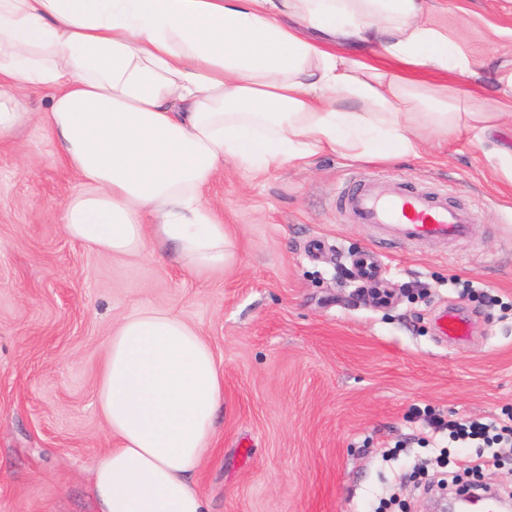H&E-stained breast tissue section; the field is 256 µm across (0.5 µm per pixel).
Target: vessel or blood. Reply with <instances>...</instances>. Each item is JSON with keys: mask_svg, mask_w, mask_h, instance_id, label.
I'll return each mask as SVG.
<instances>
[{"mask_svg": "<svg viewBox=\"0 0 512 512\" xmlns=\"http://www.w3.org/2000/svg\"><path fill=\"white\" fill-rule=\"evenodd\" d=\"M339 208L351 223L376 227L383 240L392 242L461 239L470 235L475 222L474 212L449 201L447 193L383 179L350 183L339 198ZM356 266L365 283L381 287L383 272L373 255L359 254ZM438 332L445 341L462 343L469 339L471 326L465 317L447 311L438 319Z\"/></svg>", "mask_w": 512, "mask_h": 512, "instance_id": "b4317fda", "label": "vessel or blood"}]
</instances>
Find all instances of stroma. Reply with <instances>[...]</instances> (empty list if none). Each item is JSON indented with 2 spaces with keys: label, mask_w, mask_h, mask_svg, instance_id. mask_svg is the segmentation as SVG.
<instances>
[{
  "label": "stroma",
  "mask_w": 512,
  "mask_h": 512,
  "mask_svg": "<svg viewBox=\"0 0 512 512\" xmlns=\"http://www.w3.org/2000/svg\"><path fill=\"white\" fill-rule=\"evenodd\" d=\"M431 18L480 65L456 82L487 107L512 68V0H433ZM489 141L427 138L392 163L332 154L256 175L225 163L206 199L232 234L221 272L191 274L172 253L116 256L71 241L61 208L77 179L31 124L0 141V512H96L92 470L111 445L96 402L115 328L144 309L195 326L224 372L211 449L194 477L208 512H376L396 496L435 512L415 409L512 413V184ZM359 174L450 187L476 219L448 245L392 247L337 209ZM373 249L388 273L379 302L353 275ZM475 338L435 339L439 309Z\"/></svg>",
  "instance_id": "1"
}]
</instances>
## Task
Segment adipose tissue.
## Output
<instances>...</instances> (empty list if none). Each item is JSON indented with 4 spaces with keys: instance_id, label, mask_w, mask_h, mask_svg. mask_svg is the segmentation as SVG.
<instances>
[{
    "instance_id": "adipose-tissue-1",
    "label": "adipose tissue",
    "mask_w": 512,
    "mask_h": 512,
    "mask_svg": "<svg viewBox=\"0 0 512 512\" xmlns=\"http://www.w3.org/2000/svg\"><path fill=\"white\" fill-rule=\"evenodd\" d=\"M429 0H0V139L39 123L78 178L64 233L90 250L173 249L223 270L232 239L205 200L225 163L264 172L319 154L390 162L419 134L481 138L512 114V69L483 112L412 77L477 62ZM42 88L49 107L29 111ZM224 374L198 330L159 310L113 332L98 406L114 447L98 512H207L194 476Z\"/></svg>"
}]
</instances>
